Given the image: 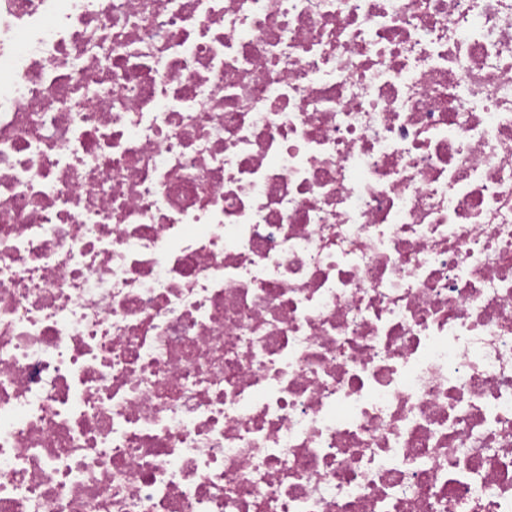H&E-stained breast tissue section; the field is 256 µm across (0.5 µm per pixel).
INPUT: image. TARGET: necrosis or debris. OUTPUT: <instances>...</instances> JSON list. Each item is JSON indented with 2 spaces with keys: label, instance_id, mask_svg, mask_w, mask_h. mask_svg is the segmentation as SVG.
Instances as JSON below:
<instances>
[{
  "label": "necrosis or debris",
  "instance_id": "necrosis-or-debris-1",
  "mask_svg": "<svg viewBox=\"0 0 512 512\" xmlns=\"http://www.w3.org/2000/svg\"><path fill=\"white\" fill-rule=\"evenodd\" d=\"M0 512H512V0H0Z\"/></svg>",
  "mask_w": 512,
  "mask_h": 512
}]
</instances>
